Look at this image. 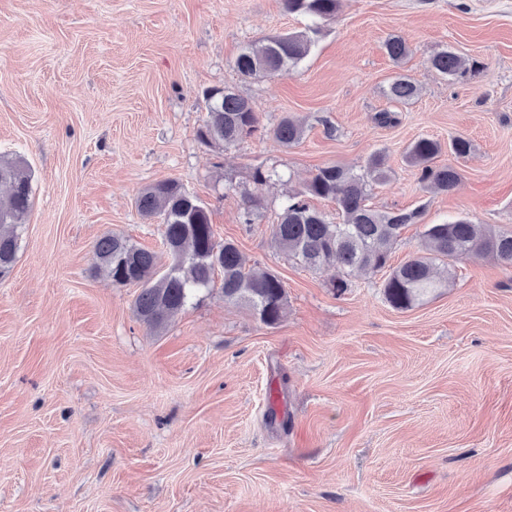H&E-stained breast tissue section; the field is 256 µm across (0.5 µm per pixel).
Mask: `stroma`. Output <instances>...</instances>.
Masks as SVG:
<instances>
[{
  "instance_id": "stroma-1",
  "label": "stroma",
  "mask_w": 512,
  "mask_h": 512,
  "mask_svg": "<svg viewBox=\"0 0 512 512\" xmlns=\"http://www.w3.org/2000/svg\"><path fill=\"white\" fill-rule=\"evenodd\" d=\"M305 23L281 0H0V157L25 159L34 188L0 279V512H512V265H439L444 288L401 310L383 275L336 295L334 267L287 259L272 234L285 194L378 152L390 178L370 206L423 210L392 264L426 224L512 229V0H340L290 74L239 76L247 45ZM446 49L465 74L431 67ZM400 73L420 88L407 103L385 95ZM224 86L259 119L227 150L197 136L203 91ZM287 115L305 126L291 147L271 133ZM421 137L459 171L453 192L406 162ZM257 166L280 180L253 182ZM167 179L281 278L282 322L216 286L155 330L137 286L96 269L106 233L163 252L135 199Z\"/></svg>"
}]
</instances>
